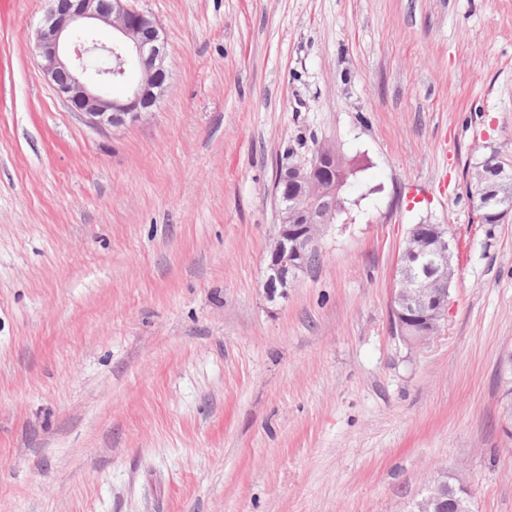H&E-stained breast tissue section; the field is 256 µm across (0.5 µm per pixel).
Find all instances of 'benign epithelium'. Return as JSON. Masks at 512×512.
I'll use <instances>...</instances> for the list:
<instances>
[{
    "instance_id": "1",
    "label": "benign epithelium",
    "mask_w": 512,
    "mask_h": 512,
    "mask_svg": "<svg viewBox=\"0 0 512 512\" xmlns=\"http://www.w3.org/2000/svg\"><path fill=\"white\" fill-rule=\"evenodd\" d=\"M49 7L35 28L31 43L44 79L90 128L104 132L140 121L160 99L168 74L167 48L160 25L148 14L128 5L129 0H48ZM112 26L119 38L106 45L95 39L91 21ZM98 55L113 60L92 67ZM134 64L140 78L121 97H108L99 87L125 81ZM512 163L497 154L488 156L470 181L473 206L487 222L483 199L507 192L504 179L494 190L485 185V172ZM345 160L336 150L321 148L312 157L281 164L274 191L289 193L291 201L280 208V224L273 237L263 286L266 292L286 288L307 269V258L317 239L335 223L342 211L340 191L345 185ZM454 246L442 224H414L408 230L398 259L391 310L392 328L401 339L417 345L437 333L448 307L456 278ZM415 512H469L470 486L459 476L441 470L427 494L413 504Z\"/></svg>"
}]
</instances>
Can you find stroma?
Listing matches in <instances>:
<instances>
[{"label": "stroma", "mask_w": 512, "mask_h": 512, "mask_svg": "<svg viewBox=\"0 0 512 512\" xmlns=\"http://www.w3.org/2000/svg\"><path fill=\"white\" fill-rule=\"evenodd\" d=\"M153 112L106 133L38 75L47 0H0V512H407L438 470L512 512V0H129ZM329 142L346 211L286 296L276 169ZM415 224L458 246L424 344L391 326ZM510 164L511 161H507L497 154H491L480 165H478L475 173L476 179L470 180L471 202L473 206L479 211V218L481 219L482 224L487 222V217L489 216L487 213H485L483 199L490 193V191H493V193L497 194L502 192V198L504 199H507L511 196L506 191L508 187L511 186V181H508L507 179H503L496 187V189L489 190L485 185V171H498L503 168L505 169L507 166H510Z\"/></svg>", "instance_id": "obj_1"}]
</instances>
